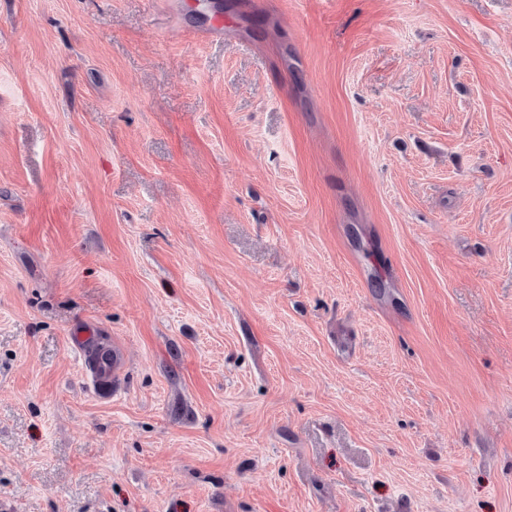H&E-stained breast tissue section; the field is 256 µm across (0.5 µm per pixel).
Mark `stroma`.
<instances>
[{"label": "stroma", "mask_w": 512, "mask_h": 512, "mask_svg": "<svg viewBox=\"0 0 512 512\" xmlns=\"http://www.w3.org/2000/svg\"><path fill=\"white\" fill-rule=\"evenodd\" d=\"M223 3L0 0V512H512V0ZM82 345L89 371L97 378H112L115 357L108 336L97 332L82 342Z\"/></svg>", "instance_id": "1"}]
</instances>
